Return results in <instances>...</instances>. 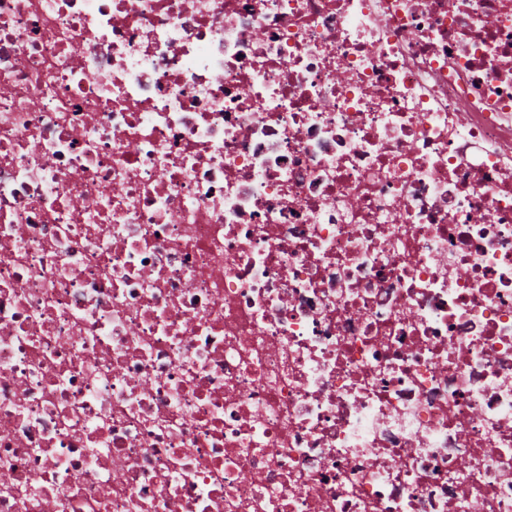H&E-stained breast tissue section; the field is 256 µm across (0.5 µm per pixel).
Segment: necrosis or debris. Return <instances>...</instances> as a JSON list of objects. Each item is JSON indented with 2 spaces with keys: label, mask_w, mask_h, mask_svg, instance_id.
<instances>
[{
  "label": "necrosis or debris",
  "mask_w": 512,
  "mask_h": 512,
  "mask_svg": "<svg viewBox=\"0 0 512 512\" xmlns=\"http://www.w3.org/2000/svg\"><path fill=\"white\" fill-rule=\"evenodd\" d=\"M0 512H512V0H0Z\"/></svg>",
  "instance_id": "4bbe7bcc"
}]
</instances>
